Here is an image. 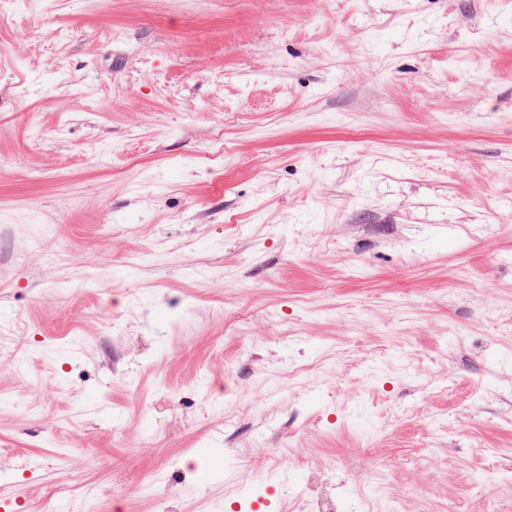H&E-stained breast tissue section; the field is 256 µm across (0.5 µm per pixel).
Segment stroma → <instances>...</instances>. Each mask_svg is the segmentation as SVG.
Masks as SVG:
<instances>
[{
    "label": "stroma",
    "instance_id": "obj_1",
    "mask_svg": "<svg viewBox=\"0 0 512 512\" xmlns=\"http://www.w3.org/2000/svg\"><path fill=\"white\" fill-rule=\"evenodd\" d=\"M0 471L512 512V0H0Z\"/></svg>",
    "mask_w": 512,
    "mask_h": 512
}]
</instances>
